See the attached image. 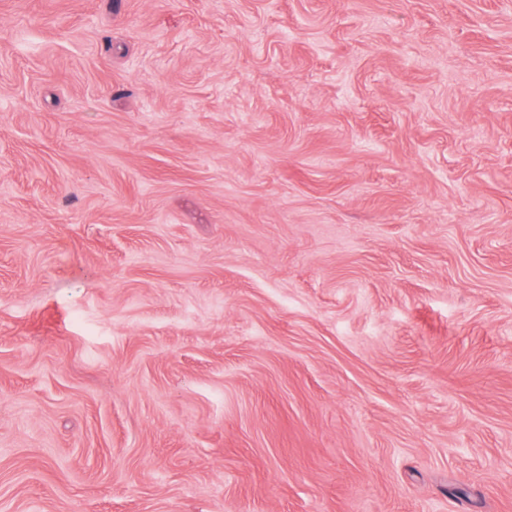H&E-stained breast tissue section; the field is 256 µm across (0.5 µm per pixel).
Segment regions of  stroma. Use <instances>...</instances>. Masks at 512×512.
<instances>
[{
	"label": "stroma",
	"instance_id": "obj_1",
	"mask_svg": "<svg viewBox=\"0 0 512 512\" xmlns=\"http://www.w3.org/2000/svg\"><path fill=\"white\" fill-rule=\"evenodd\" d=\"M0 512H512V0H0Z\"/></svg>",
	"mask_w": 512,
	"mask_h": 512
}]
</instances>
